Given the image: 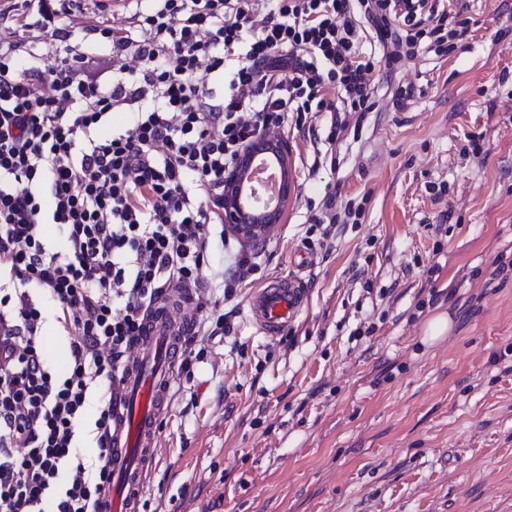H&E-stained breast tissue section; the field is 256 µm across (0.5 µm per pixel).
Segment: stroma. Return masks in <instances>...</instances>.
Listing matches in <instances>:
<instances>
[{"mask_svg":"<svg viewBox=\"0 0 512 512\" xmlns=\"http://www.w3.org/2000/svg\"><path fill=\"white\" fill-rule=\"evenodd\" d=\"M472 35L373 75L375 107L274 130L294 180L260 269L225 301L221 249L200 275L231 329L199 336L158 421L137 512H512V0H465ZM154 0H75L59 54L134 67L89 31L134 30ZM413 86L404 107L395 85ZM362 207L318 247L327 198ZM311 261L308 302L262 333L254 288ZM451 328L428 342L434 315Z\"/></svg>","mask_w":512,"mask_h":512,"instance_id":"stroma-1","label":"stroma"}]
</instances>
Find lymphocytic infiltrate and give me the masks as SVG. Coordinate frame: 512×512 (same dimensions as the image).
<instances>
[{
    "label": "lymphocytic infiltrate",
    "instance_id": "f902f5d3",
    "mask_svg": "<svg viewBox=\"0 0 512 512\" xmlns=\"http://www.w3.org/2000/svg\"><path fill=\"white\" fill-rule=\"evenodd\" d=\"M71 2L38 0L19 31L65 41ZM13 19L0 8V507L96 512L111 473L87 470L78 428L99 406L91 433L108 456L116 379L162 288L197 282L208 263L244 147L292 113L371 111L375 68L456 51L470 20L435 0H271L263 15L250 0H164L137 14L141 38L93 27L140 63L104 82L84 55L24 62ZM234 58L216 93L209 74ZM117 109L128 127L103 133ZM44 299L65 332L60 372L42 352Z\"/></svg>",
    "mask_w": 512,
    "mask_h": 512
}]
</instances>
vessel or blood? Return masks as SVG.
<instances>
[{
  "instance_id": "obj_1",
  "label": "vessel or blood",
  "mask_w": 512,
  "mask_h": 512,
  "mask_svg": "<svg viewBox=\"0 0 512 512\" xmlns=\"http://www.w3.org/2000/svg\"><path fill=\"white\" fill-rule=\"evenodd\" d=\"M305 299L302 280L288 278L256 289L249 310L262 332L274 337L287 330ZM189 305L187 292L165 289L150 313L146 336L127 360L120 396L112 405V482L102 493L99 512H135V492L155 455L154 425L166 407L172 358L184 330L173 313Z\"/></svg>"
}]
</instances>
